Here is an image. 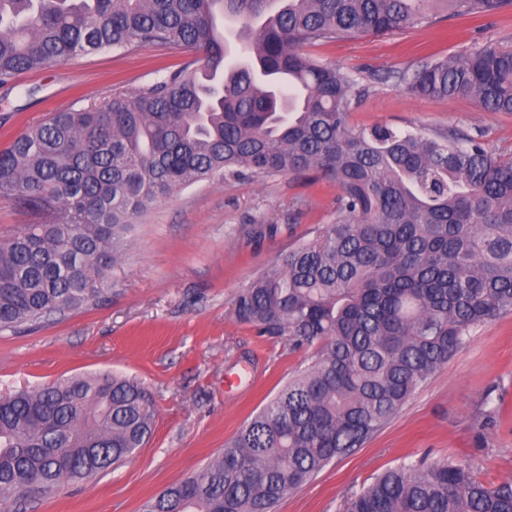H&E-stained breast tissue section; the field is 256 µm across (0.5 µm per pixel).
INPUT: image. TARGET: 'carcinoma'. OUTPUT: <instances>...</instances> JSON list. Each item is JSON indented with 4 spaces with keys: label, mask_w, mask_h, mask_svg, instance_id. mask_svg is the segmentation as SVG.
<instances>
[{
    "label": "carcinoma",
    "mask_w": 512,
    "mask_h": 512,
    "mask_svg": "<svg viewBox=\"0 0 512 512\" xmlns=\"http://www.w3.org/2000/svg\"><path fill=\"white\" fill-rule=\"evenodd\" d=\"M512 0H0V86L24 72L142 45L192 58L136 95L52 113L0 150V198L37 221L0 242V328L96 302L136 219L215 177L336 184L332 223L242 289L237 318L312 348L224 449L142 512H276L362 447L488 321L512 312V159L482 129H355L358 80L301 52ZM227 18L245 56L227 61ZM413 95L512 113V49L473 46L376 76ZM154 411L137 381L96 374L0 396V505L49 497L128 460ZM346 512H512V478L448 459L379 475Z\"/></svg>",
    "instance_id": "cac0c4a2"
}]
</instances>
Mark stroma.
I'll return each mask as SVG.
<instances>
[{
  "mask_svg": "<svg viewBox=\"0 0 512 512\" xmlns=\"http://www.w3.org/2000/svg\"><path fill=\"white\" fill-rule=\"evenodd\" d=\"M477 43L512 48V11L482 20L447 17L430 27L362 36L307 52L360 77L452 57ZM185 53L152 45L117 55H82L19 75L0 87V150L50 112L135 95ZM352 127L387 125L467 131L481 127L491 150L512 157V114L465 98L414 96L373 82ZM339 194L304 175L226 176L160 200L135 224L122 260L100 282L99 302L35 325L0 329V395L61 378L117 374L141 382L155 403L149 443L125 463L25 512H139L141 504L212 460L311 353L259 335L237 320L235 299L279 255L330 223ZM512 407V315L479 326L401 410L361 448L331 462L277 512H345L372 477L399 465L448 458L477 480L512 478V418L477 432L474 419L497 402Z\"/></svg>",
  "mask_w": 512,
  "mask_h": 512,
  "instance_id": "obj_1",
  "label": "stroma"
}]
</instances>
